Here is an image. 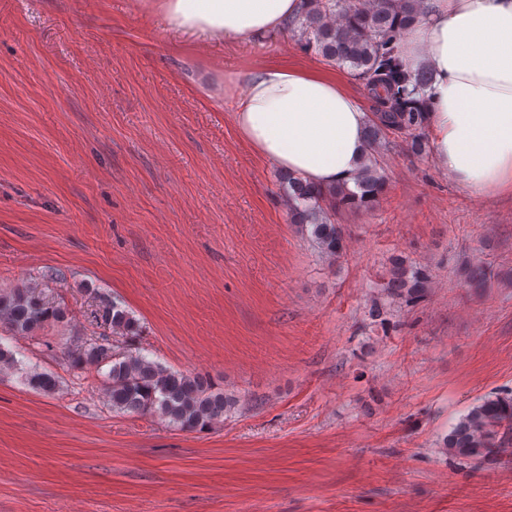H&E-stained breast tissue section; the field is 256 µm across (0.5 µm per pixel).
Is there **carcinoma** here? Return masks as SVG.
Segmentation results:
<instances>
[{
	"instance_id": "obj_1",
	"label": "carcinoma",
	"mask_w": 512,
	"mask_h": 512,
	"mask_svg": "<svg viewBox=\"0 0 512 512\" xmlns=\"http://www.w3.org/2000/svg\"><path fill=\"white\" fill-rule=\"evenodd\" d=\"M423 13L424 0H306L296 22L294 31L302 50L338 66L347 65L366 81L375 114L368 125V155L357 176V191L340 185L322 190L290 174L281 176L288 186L291 220L310 225L318 248L329 257L345 250L341 230L331 222L329 211L369 207L385 191L376 154L387 132L409 134L415 154L426 150L420 131L427 124V111L420 95L429 77L423 71H408L399 50L405 32ZM429 283L426 270L397 260L384 288L390 297L414 306L424 298ZM65 317L63 308L32 286L0 293V325L14 332L28 334L48 320L62 323ZM101 318L115 335H138V321L114 303L104 307ZM67 362L90 373L109 367L104 387L113 410L156 415L182 430H209L236 406V400L210 380L166 368L140 353L116 350L105 340L67 352ZM24 380L44 394L54 393L59 386L57 375L37 367L24 371ZM445 447L450 455L464 460L511 452L512 392L487 397L474 406L448 434Z\"/></svg>"
}]
</instances>
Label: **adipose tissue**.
I'll return each instance as SVG.
<instances>
[{"mask_svg":"<svg viewBox=\"0 0 512 512\" xmlns=\"http://www.w3.org/2000/svg\"><path fill=\"white\" fill-rule=\"evenodd\" d=\"M165 30L230 42L299 18L303 0H151ZM426 71L433 160L469 196H512V0H427L401 43ZM239 138L279 170L325 189L354 186L369 115L334 71L263 65L224 82Z\"/></svg>","mask_w":512,"mask_h":512,"instance_id":"1","label":"adipose tissue"}]
</instances>
